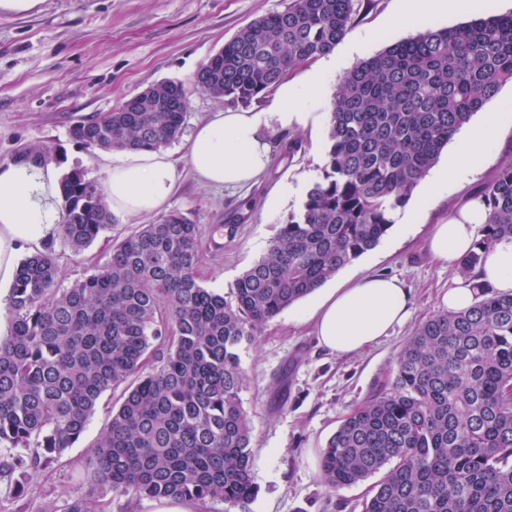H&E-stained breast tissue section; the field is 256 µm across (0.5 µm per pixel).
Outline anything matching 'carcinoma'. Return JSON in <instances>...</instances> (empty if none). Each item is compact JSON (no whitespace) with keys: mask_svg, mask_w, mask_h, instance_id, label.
<instances>
[{"mask_svg":"<svg viewBox=\"0 0 512 512\" xmlns=\"http://www.w3.org/2000/svg\"><path fill=\"white\" fill-rule=\"evenodd\" d=\"M355 0H289L241 28L204 63L196 88L247 103L331 52ZM512 83V14L432 29L358 62L332 97L325 163L302 207L229 295L205 287L201 230L179 212L144 224L108 263L69 288L49 247L24 258L0 336V482L41 494L38 471L85 432L100 397L122 389L107 428L67 460L89 492L64 512H111L132 500H182L201 512L255 496L252 424L239 350L271 320L375 248L443 149ZM190 98L162 81L73 128L102 150H156L182 134ZM13 161L50 162L46 146ZM60 230L80 254L112 225L102 184L72 169L60 181ZM487 212L457 270L470 277L512 239V163L479 196ZM393 380L346 415L321 449L329 491L382 473L362 512H512V294L483 290L440 312L399 351Z\"/></svg>","mask_w":512,"mask_h":512,"instance_id":"carcinoma-1","label":"carcinoma"}]
</instances>
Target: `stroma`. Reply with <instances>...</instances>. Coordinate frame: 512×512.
I'll return each mask as SVG.
<instances>
[{
    "label": "stroma",
    "instance_id": "1",
    "mask_svg": "<svg viewBox=\"0 0 512 512\" xmlns=\"http://www.w3.org/2000/svg\"><path fill=\"white\" fill-rule=\"evenodd\" d=\"M288 0H41L32 11L0 16V162L22 145L49 146L60 172L84 169L105 179V156L72 135L83 118L100 115L163 81L182 83L191 95L182 137L168 145L177 166V188L167 211H177L202 229L203 284L228 294L241 273L262 257L289 213L298 211L324 164L326 128L284 129L270 125L275 150L266 173L236 188L202 184L185 159L187 137L209 113L236 110V103L195 89L199 68L251 20L284 9ZM398 0H359L355 21L335 47L311 67L290 71L304 82L309 68L325 81L310 106L328 111L339 78L357 62L426 28L457 27L491 15L512 13V0H480L478 10L423 18L394 26ZM299 148L285 155L288 140ZM512 162V124L502 127L481 170L454 184L423 213L412 205L372 250L341 269L337 280L355 283L383 274L404 281L413 315L368 350L336 356L320 349L302 311L307 296L265 326L240 356L246 372L241 397L253 422L252 473L258 493L248 512H361L366 485L328 492L318 478L320 450L343 418L390 380L403 344L427 317L443 312L442 293L457 278L456 267L435 261L426 248L435 224L448 220L477 197ZM235 225L227 235L225 225ZM140 219L116 221L81 254L61 235L51 239L70 287L103 266L112 248L140 227ZM42 495L28 512H61L85 494L67 466L40 473Z\"/></svg>",
    "mask_w": 512,
    "mask_h": 512
}]
</instances>
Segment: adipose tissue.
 <instances>
[{
    "label": "adipose tissue",
    "instance_id": "adipose-tissue-1",
    "mask_svg": "<svg viewBox=\"0 0 512 512\" xmlns=\"http://www.w3.org/2000/svg\"><path fill=\"white\" fill-rule=\"evenodd\" d=\"M324 73H311L304 87L281 84L269 112L218 111L197 125L188 141L187 161L206 184L236 187L248 184L268 169L272 141L270 121L281 127L315 129L328 113L312 112L308 100L320 88ZM512 121L506 112L488 113L474 126L427 181L415 200L416 209L474 174L491 147L499 127ZM104 189L112 215L118 220L160 211L176 186V168L166 151L128 150L105 169ZM60 178L53 164L0 163V288L13 284L21 252H35L54 236L60 222ZM486 221L480 201L466 204L448 222L435 225L428 240L431 256L444 264L457 263L469 252L477 230ZM512 293V240H502L487 254L472 279L457 278L443 294L449 310L471 307L482 289ZM408 288L395 277L376 275L346 286L337 285L318 299L312 317L318 345L339 356L358 354L390 335L411 316Z\"/></svg>",
    "mask_w": 512,
    "mask_h": 512
}]
</instances>
